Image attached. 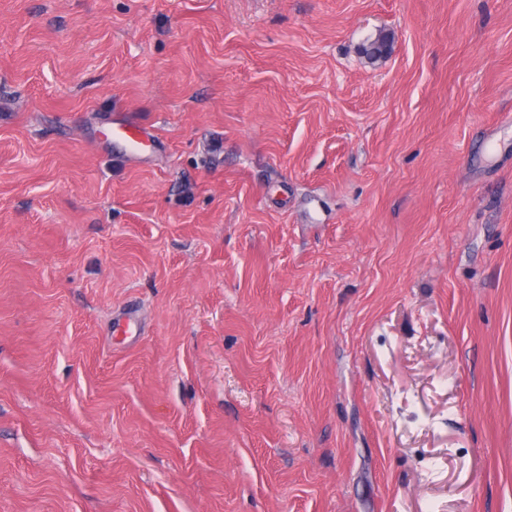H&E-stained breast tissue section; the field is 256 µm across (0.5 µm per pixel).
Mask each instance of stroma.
Returning a JSON list of instances; mask_svg holds the SVG:
<instances>
[{
	"label": "stroma",
	"instance_id": "35a3bbf8",
	"mask_svg": "<svg viewBox=\"0 0 512 512\" xmlns=\"http://www.w3.org/2000/svg\"><path fill=\"white\" fill-rule=\"evenodd\" d=\"M0 512H512V0H0Z\"/></svg>",
	"mask_w": 512,
	"mask_h": 512
}]
</instances>
